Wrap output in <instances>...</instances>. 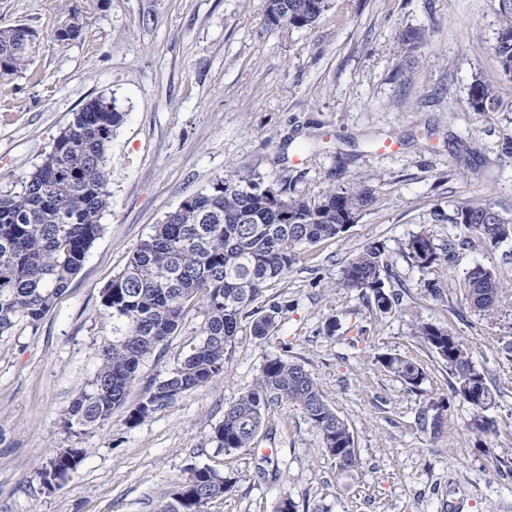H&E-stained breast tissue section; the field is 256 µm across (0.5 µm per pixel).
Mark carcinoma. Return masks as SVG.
<instances>
[{
	"label": "carcinoma",
	"mask_w": 512,
	"mask_h": 512,
	"mask_svg": "<svg viewBox=\"0 0 512 512\" xmlns=\"http://www.w3.org/2000/svg\"><path fill=\"white\" fill-rule=\"evenodd\" d=\"M499 18L492 47L498 69L479 76L471 86L468 106L475 112H499L498 81L512 78V0H494ZM329 8V0H265L264 22L273 29L312 28ZM37 32L25 24L0 28V56L8 70L25 69L36 52ZM115 101L104 96L88 100L71 114L41 163L20 179V190L0 193V336L20 321L38 323L51 310L81 269L102 231L111 208L109 149L124 122ZM368 177L318 196L302 195L283 177L263 185L252 175L230 174L210 190L188 197L168 213L132 252L125 268L103 289L102 314L112 319V340L98 351L99 367L89 386L76 397L65 416L79 430L102 426L125 406L140 365L161 349L178 330L186 312L204 309L199 342L154 386L146 400L128 411L137 423L183 394L207 386L224 372L225 353L247 309L256 315L253 335H271L285 310L278 302L253 308L267 284L288 275L299 261V248L345 232L375 201ZM448 220L459 235L439 245L425 232L412 235L401 252L412 265L434 272L446 265L456 248L497 249L512 242V221L498 204L474 197L456 207ZM392 275L380 242L364 246L345 266L344 287L390 314L399 302L388 291ZM469 309L491 318L512 295L495 268L476 265L459 283ZM421 345L448 366L451 396L462 397V384L481 390L472 403L478 415L470 430L493 438L496 428L483 412L496 404V391L472 359L470 347L453 330L429 323L415 325ZM377 361L412 389L426 377L424 366L400 354H382ZM299 407L318 430L322 451L339 469L355 470L361 463L353 434L345 420L326 402L312 372L304 364L282 357L264 363L251 389L224 407V419L211 441L228 453L249 448L264 425L271 404ZM418 424L438 435L443 414L428 410ZM81 461L77 448L66 449L58 461L56 479L74 472ZM231 476L206 466L194 469L156 505L155 512H206L213 500L230 493Z\"/></svg>",
	"instance_id": "obj_1"
}]
</instances>
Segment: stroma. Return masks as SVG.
<instances>
[{"mask_svg":"<svg viewBox=\"0 0 512 512\" xmlns=\"http://www.w3.org/2000/svg\"><path fill=\"white\" fill-rule=\"evenodd\" d=\"M263 0H0V28L24 24L41 48L26 70L0 80V191L40 163L72 112L88 99H115L125 120L112 137V207L69 288L38 324L0 336V512H155L173 484L209 466L235 478L206 512H273L284 495L299 512H512V480L497 456L512 452V300L491 318L468 309L458 286L476 264L512 279V244L459 251L441 278L445 300L424 293V273L401 244L425 232L457 231L456 206L483 196L512 217V80L496 113L467 99L491 73L498 17L492 0H330L311 29H270ZM78 18L80 37L60 45L57 20ZM469 164L467 176L458 161ZM271 184L293 177L299 193L374 179L376 199L339 237L303 249L267 299L285 307L266 339L243 315L223 374L138 424L125 410L101 427L67 429L62 415L88 389L97 350L112 337L101 295L155 224L231 172ZM443 219H435L434 210ZM381 242L397 275L399 302L376 314L344 288L348 260ZM335 336H325L328 318ZM189 311L168 345L144 361L129 403L199 339ZM418 323L452 328L497 393L486 415L493 447L478 445L475 408L451 397L448 368L413 334ZM367 335H360V328ZM419 360L426 379L412 391L376 361ZM305 364L347 422L361 458L339 470L298 407L270 406L252 447L226 453L210 436L224 409L253 386L267 358ZM447 402L440 436L417 423L423 407ZM81 461L44 486L37 471L61 449ZM278 469L264 479L260 469Z\"/></svg>","mask_w":512,"mask_h":512,"instance_id":"stroma-1","label":"stroma"}]
</instances>
